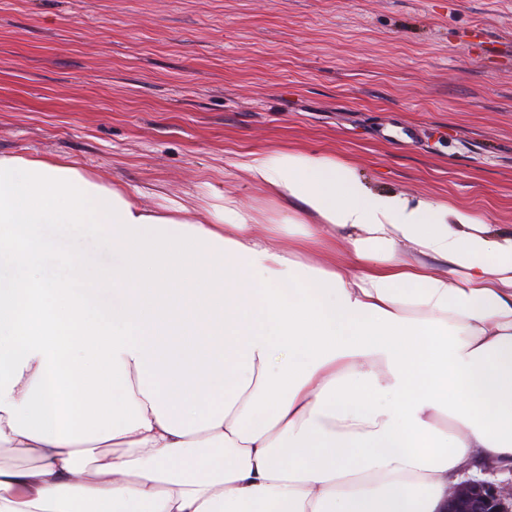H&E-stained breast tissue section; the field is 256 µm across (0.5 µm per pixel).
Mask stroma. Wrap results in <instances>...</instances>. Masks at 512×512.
Returning <instances> with one entry per match:
<instances>
[{"instance_id": "obj_1", "label": "stroma", "mask_w": 512, "mask_h": 512, "mask_svg": "<svg viewBox=\"0 0 512 512\" xmlns=\"http://www.w3.org/2000/svg\"><path fill=\"white\" fill-rule=\"evenodd\" d=\"M512 0H0V154L68 158L146 206L281 205L256 150L512 228Z\"/></svg>"}]
</instances>
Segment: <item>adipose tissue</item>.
<instances>
[{
  "instance_id": "ef3b65f1",
  "label": "adipose tissue",
  "mask_w": 512,
  "mask_h": 512,
  "mask_svg": "<svg viewBox=\"0 0 512 512\" xmlns=\"http://www.w3.org/2000/svg\"><path fill=\"white\" fill-rule=\"evenodd\" d=\"M242 167L284 210L261 234L230 193L193 220L0 155V512H446L512 462V231L315 153ZM60 239L65 250L84 256H93L100 265L112 263V249L108 244L102 239L86 237L79 224L63 225Z\"/></svg>"
}]
</instances>
